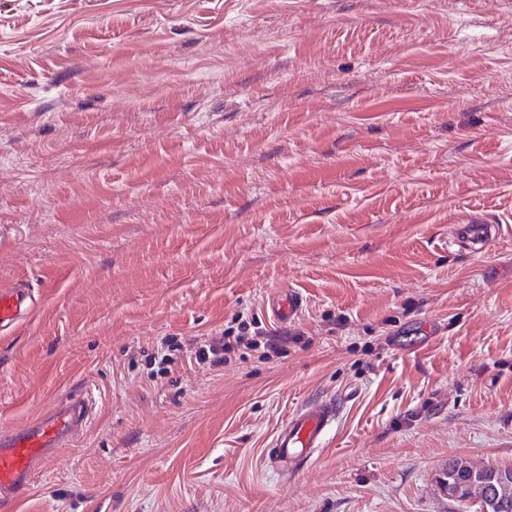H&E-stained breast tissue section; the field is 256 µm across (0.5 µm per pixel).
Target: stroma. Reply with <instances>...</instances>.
Returning a JSON list of instances; mask_svg holds the SVG:
<instances>
[{"instance_id": "1", "label": "stroma", "mask_w": 512, "mask_h": 512, "mask_svg": "<svg viewBox=\"0 0 512 512\" xmlns=\"http://www.w3.org/2000/svg\"><path fill=\"white\" fill-rule=\"evenodd\" d=\"M19 280L0 433L95 410L0 512H474L438 478L512 468V0H0ZM238 316L273 349L197 361ZM330 396L312 462H269ZM302 302V297L297 292L292 290L283 292L272 301L271 315L277 322L288 323L298 315ZM338 417L332 400L314 401L294 412L278 430L268 449L269 459L295 473L323 442Z\"/></svg>"}]
</instances>
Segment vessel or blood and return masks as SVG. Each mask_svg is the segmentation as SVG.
Instances as JSON below:
<instances>
[{"label":"vessel or blood","mask_w":512,"mask_h":512,"mask_svg":"<svg viewBox=\"0 0 512 512\" xmlns=\"http://www.w3.org/2000/svg\"><path fill=\"white\" fill-rule=\"evenodd\" d=\"M32 307L25 284L16 283L0 290V329L12 324ZM302 297L295 291L283 292L272 301L273 319L288 322L298 315ZM92 402L88 395L59 402L38 421L0 435V498L15 495L27 485L36 470L51 462L84 430ZM338 410L334 401L319 400L294 412L273 438L270 460L295 473L301 470L335 424Z\"/></svg>","instance_id":"b4317fda"}]
</instances>
